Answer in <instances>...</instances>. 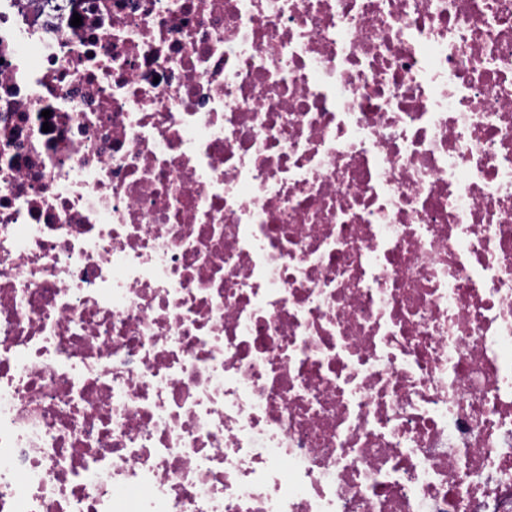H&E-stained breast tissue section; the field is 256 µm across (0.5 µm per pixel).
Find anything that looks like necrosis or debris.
Here are the masks:
<instances>
[{"mask_svg":"<svg viewBox=\"0 0 512 512\" xmlns=\"http://www.w3.org/2000/svg\"><path fill=\"white\" fill-rule=\"evenodd\" d=\"M47 15L0 0V512H512V0Z\"/></svg>","mask_w":512,"mask_h":512,"instance_id":"necrosis-or-debris-1","label":"necrosis or debris"}]
</instances>
